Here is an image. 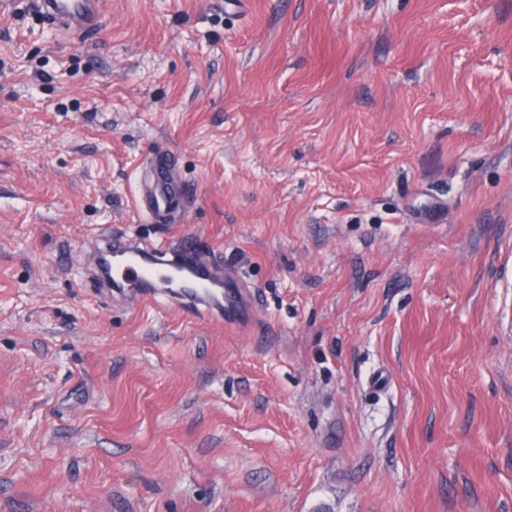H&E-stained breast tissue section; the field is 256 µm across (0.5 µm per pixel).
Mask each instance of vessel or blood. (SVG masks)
Masks as SVG:
<instances>
[{"label": "vessel or blood", "mask_w": 512, "mask_h": 512, "mask_svg": "<svg viewBox=\"0 0 512 512\" xmlns=\"http://www.w3.org/2000/svg\"><path fill=\"white\" fill-rule=\"evenodd\" d=\"M103 0H39L40 10L56 28L88 36L96 32L102 17ZM174 160L170 154L159 153L145 169L144 181L135 198L138 213L159 216L175 196L188 189L172 175ZM99 266L106 280L117 283L136 282L134 303L155 301L158 282H177L176 292L184 310L206 319H218L225 325L243 326L251 319L255 296L250 288L236 279H220L216 266L197 260L191 236L164 241L152 247L150 256H143L139 244L131 243L102 251Z\"/></svg>", "instance_id": "b4317fda"}]
</instances>
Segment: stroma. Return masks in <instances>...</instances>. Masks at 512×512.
<instances>
[{
    "label": "stroma",
    "instance_id": "obj_1",
    "mask_svg": "<svg viewBox=\"0 0 512 512\" xmlns=\"http://www.w3.org/2000/svg\"><path fill=\"white\" fill-rule=\"evenodd\" d=\"M250 2L0 12V512H512V0ZM106 227L253 319L111 306ZM102 3L103 0H40L39 6L56 28L86 37L100 26ZM174 160L169 153H158L145 167V177L138 195L135 208L139 214L157 218L175 196L189 193L183 182L176 181L172 175Z\"/></svg>",
    "mask_w": 512,
    "mask_h": 512
}]
</instances>
